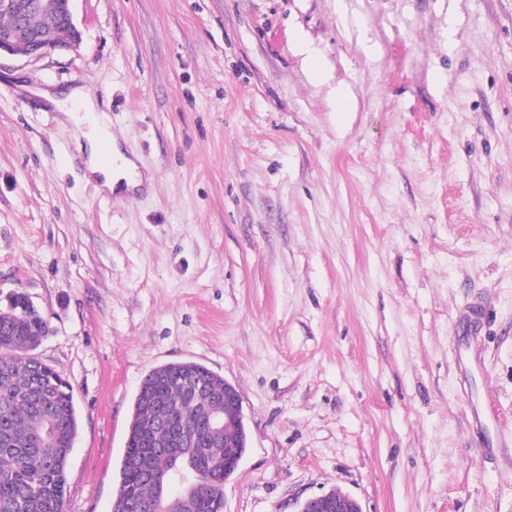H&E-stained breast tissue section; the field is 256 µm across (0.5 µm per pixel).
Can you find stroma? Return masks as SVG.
Returning a JSON list of instances; mask_svg holds the SVG:
<instances>
[{
	"instance_id": "obj_1",
	"label": "stroma",
	"mask_w": 512,
	"mask_h": 512,
	"mask_svg": "<svg viewBox=\"0 0 512 512\" xmlns=\"http://www.w3.org/2000/svg\"><path fill=\"white\" fill-rule=\"evenodd\" d=\"M73 11L78 52L0 57V308L28 294L73 387L67 512H111L137 387L173 361L241 397L223 512L336 488L512 512V0ZM65 85L105 111L134 198L86 180L34 94Z\"/></svg>"
}]
</instances>
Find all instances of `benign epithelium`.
I'll list each match as a JSON object with an SVG mask.
<instances>
[{
	"instance_id": "obj_1",
	"label": "benign epithelium",
	"mask_w": 512,
	"mask_h": 512,
	"mask_svg": "<svg viewBox=\"0 0 512 512\" xmlns=\"http://www.w3.org/2000/svg\"><path fill=\"white\" fill-rule=\"evenodd\" d=\"M73 0H66L63 21L70 27L73 36L66 42L50 40L43 32L56 25L59 9L54 0H0V13L15 18V25L0 31V55L41 59L62 51L79 48L82 33L74 22ZM244 419L241 397L238 390L224 391V415L212 413L208 426L213 434L214 447L223 448L222 436L233 432L238 421ZM298 512H363L357 499L340 490H330L305 499Z\"/></svg>"
}]
</instances>
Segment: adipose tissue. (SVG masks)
<instances>
[{
	"mask_svg": "<svg viewBox=\"0 0 512 512\" xmlns=\"http://www.w3.org/2000/svg\"><path fill=\"white\" fill-rule=\"evenodd\" d=\"M44 101L59 110H75L73 119L76 127L75 137L85 140L87 150L86 167L91 179H94L101 189L115 191L120 185L135 188L143 182L142 176L137 173L135 165L122 154H115L112 165H103L100 160V146L102 142L112 141L108 118L100 114L95 102L81 87L67 90H41Z\"/></svg>",
	"mask_w": 512,
	"mask_h": 512,
	"instance_id": "ef3b65f1",
	"label": "adipose tissue"
}]
</instances>
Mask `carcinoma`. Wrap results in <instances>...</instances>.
Returning a JSON list of instances; mask_svg holds the SVG:
<instances>
[{"label":"carcinoma","instance_id":"1","mask_svg":"<svg viewBox=\"0 0 512 512\" xmlns=\"http://www.w3.org/2000/svg\"><path fill=\"white\" fill-rule=\"evenodd\" d=\"M48 334L40 311L18 294L0 310V512H65L66 473L79 431L71 384L32 351ZM192 374L204 389L190 395L179 379ZM224 411V378L193 361L148 371L132 403L112 512H152L165 497L172 512H220L224 483L235 470L215 461L205 428L208 410ZM194 430L195 447L179 457L161 452L169 428ZM210 464L191 489L174 490L171 472Z\"/></svg>","mask_w":512,"mask_h":512}]
</instances>
